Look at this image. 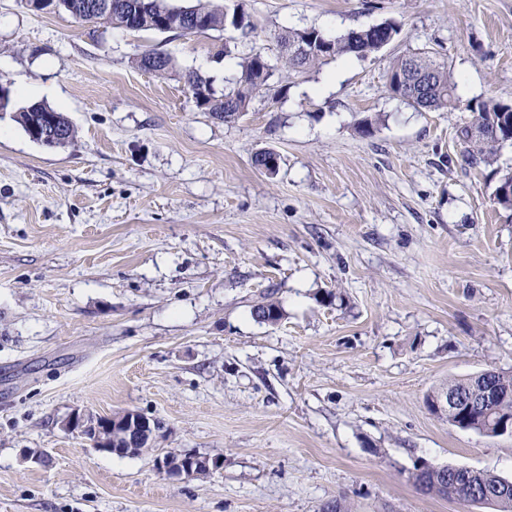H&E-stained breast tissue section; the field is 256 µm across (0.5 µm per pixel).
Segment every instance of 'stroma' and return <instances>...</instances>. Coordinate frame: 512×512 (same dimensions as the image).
Masks as SVG:
<instances>
[{
    "label": "stroma",
    "instance_id": "obj_1",
    "mask_svg": "<svg viewBox=\"0 0 512 512\" xmlns=\"http://www.w3.org/2000/svg\"><path fill=\"white\" fill-rule=\"evenodd\" d=\"M239 2L247 36L97 30L0 0V79L76 130L47 147L0 112V512H490L411 474L425 460L512 479V435L425 403L448 380L512 370V210L490 203L512 142L468 169L456 137L471 105L512 103V0ZM390 18L392 45L275 72L232 123L181 77L220 91L238 74L215 62L223 45L274 58L282 28ZM152 47L175 73L133 66ZM426 48L468 83L455 111L387 87L393 58ZM262 149L274 175L252 164ZM266 293L278 324L251 314ZM75 409L136 410L163 434L137 456L101 452L60 428ZM189 450L224 466L158 470ZM190 462L196 463V467H190ZM224 465V457L216 455H207L199 457L189 455L185 459L172 462L171 458H157V467L167 476L174 478L187 477L188 474L195 477L197 471L213 473L220 470Z\"/></svg>",
    "mask_w": 512,
    "mask_h": 512
}]
</instances>
